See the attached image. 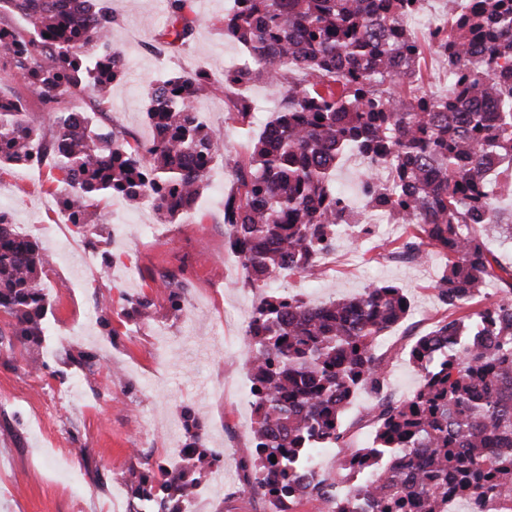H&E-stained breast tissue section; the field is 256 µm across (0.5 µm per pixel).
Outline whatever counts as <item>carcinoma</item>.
<instances>
[{
    "label": "carcinoma",
    "mask_w": 512,
    "mask_h": 512,
    "mask_svg": "<svg viewBox=\"0 0 512 512\" xmlns=\"http://www.w3.org/2000/svg\"><path fill=\"white\" fill-rule=\"evenodd\" d=\"M423 3L232 0L224 14V37L248 53L224 71L233 119L253 132L255 103L241 89L286 88L248 155L225 161L230 247L260 292L247 331L258 404L245 489L269 498L271 512L305 501L350 512L343 499L327 501L332 478L297 480L294 465L320 440L352 447L342 417L361 386L375 394L367 416L377 428L370 446L353 451L355 461L370 470L386 454L416 464L413 482L385 471L376 484L354 483L374 496L377 512H439L448 492L512 497V264L488 247L495 234L512 242V224L491 209L492 188H512V0H474L451 25L422 36L400 27ZM168 7L162 43L184 45L201 19L190 0ZM17 15L25 26L14 24ZM118 23L109 0H0V168L48 163L63 186L59 205L82 228L104 223L100 203L116 196L152 199L161 223H173L195 203L222 141L194 108L214 90L204 67L170 71L151 88L152 142L132 144L124 132L92 124L89 113L126 74L111 40ZM426 44L455 77L449 97L422 89ZM28 95L46 108V123L30 119ZM347 152L372 168L389 166L390 185L365 182V208L412 227L400 248L420 259L427 246L444 259L435 290L448 316L411 347L423 382L401 402L385 399L387 360L377 339L408 315L402 288L374 284L321 307L267 291L279 276L314 275L318 254L336 248L337 227L360 226L334 185ZM46 264L38 242L0 210V313L10 317L1 349L41 344L51 304ZM488 283L499 298L470 309ZM184 427L189 457L221 461L204 447L190 409ZM157 470L156 486L128 471L131 497L143 512H183L196 473Z\"/></svg>",
    "instance_id": "cac0c4a2"
}]
</instances>
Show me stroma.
<instances>
[{
    "label": "stroma",
    "instance_id": "stroma-1",
    "mask_svg": "<svg viewBox=\"0 0 512 512\" xmlns=\"http://www.w3.org/2000/svg\"><path fill=\"white\" fill-rule=\"evenodd\" d=\"M201 17L189 42L160 48L157 38L168 24L166 0H112L121 18L112 42L127 51V74L113 85L103 110L113 125L147 142L148 91L164 72L203 66L223 77L241 62L245 50L224 36L230 0H193ZM164 64H157V54ZM208 124L218 128L222 160L216 161L191 210L177 223H159L146 204L112 198L102 204L106 222L94 233L70 225L57 204L61 189L47 169L0 171V210L8 211L23 232H34L49 256L42 278L52 296L47 331L38 352L44 370L33 371L23 348L0 351V512H115L132 468L164 462L186 442L183 408L200 418L204 443L224 451V477L211 484L206 512H256L260 495L245 491L241 464L252 454V416L239 402L246 367L237 336L242 316L258 296L226 246L224 196L231 177L223 160L244 157L249 140L229 115L223 86L195 104ZM365 161L344 155L335 184L354 209H363ZM156 229L141 236L143 225ZM405 225L380 226L377 233L342 235L336 264L313 277L294 275L273 281V288L299 289L308 301L323 304L362 293L378 283L403 288L410 303L405 324L390 328L378 341L388 359L386 391L411 396L422 373L409 360L406 326L426 334L443 317L434 288L442 259L417 262L395 254L406 239ZM99 273L100 285L73 289L60 280L84 279L83 263ZM175 273L185 283L182 309L174 311L159 272ZM148 298L149 308L133 313V303ZM96 318H88L89 308ZM92 351L109 387L84 378L72 355ZM68 391L62 408L47 412L53 391ZM372 394L359 390L343 422L356 447L369 446L375 431L366 415Z\"/></svg>",
    "mask_w": 512,
    "mask_h": 512
}]
</instances>
